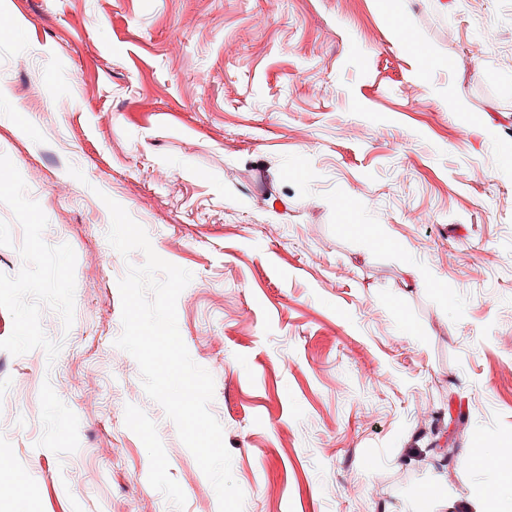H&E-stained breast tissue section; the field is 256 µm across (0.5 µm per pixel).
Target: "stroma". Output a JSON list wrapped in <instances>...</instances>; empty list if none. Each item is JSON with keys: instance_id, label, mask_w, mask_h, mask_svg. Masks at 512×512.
<instances>
[{"instance_id": "1", "label": "stroma", "mask_w": 512, "mask_h": 512, "mask_svg": "<svg viewBox=\"0 0 512 512\" xmlns=\"http://www.w3.org/2000/svg\"><path fill=\"white\" fill-rule=\"evenodd\" d=\"M10 11L0 512H219L115 345L108 197L192 274L244 512H512V0Z\"/></svg>"}]
</instances>
